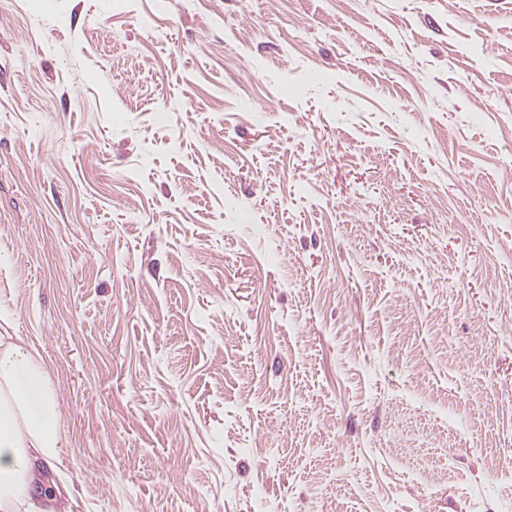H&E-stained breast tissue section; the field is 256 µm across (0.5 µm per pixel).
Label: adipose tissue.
Listing matches in <instances>:
<instances>
[{"label": "adipose tissue", "mask_w": 512, "mask_h": 512, "mask_svg": "<svg viewBox=\"0 0 512 512\" xmlns=\"http://www.w3.org/2000/svg\"><path fill=\"white\" fill-rule=\"evenodd\" d=\"M64 446L52 377L21 337L0 335V512H46L52 489L34 471Z\"/></svg>", "instance_id": "obj_1"}]
</instances>
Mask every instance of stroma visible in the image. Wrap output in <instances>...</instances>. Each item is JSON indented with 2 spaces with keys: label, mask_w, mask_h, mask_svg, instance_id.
Returning a JSON list of instances; mask_svg holds the SVG:
<instances>
[{
  "label": "stroma",
  "mask_w": 512,
  "mask_h": 512,
  "mask_svg": "<svg viewBox=\"0 0 512 512\" xmlns=\"http://www.w3.org/2000/svg\"><path fill=\"white\" fill-rule=\"evenodd\" d=\"M54 512H512V0H0V333Z\"/></svg>",
  "instance_id": "obj_1"
}]
</instances>
